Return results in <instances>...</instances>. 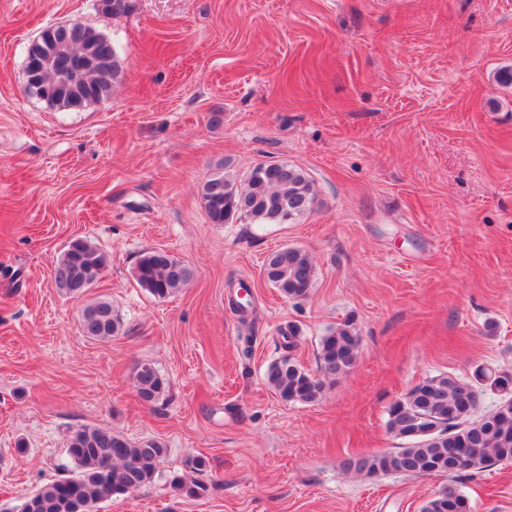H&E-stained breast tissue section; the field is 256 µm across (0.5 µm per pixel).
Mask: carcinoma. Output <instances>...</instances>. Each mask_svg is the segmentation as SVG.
<instances>
[{
    "instance_id": "1",
    "label": "carcinoma",
    "mask_w": 512,
    "mask_h": 512,
    "mask_svg": "<svg viewBox=\"0 0 512 512\" xmlns=\"http://www.w3.org/2000/svg\"><path fill=\"white\" fill-rule=\"evenodd\" d=\"M121 73L122 60L112 40L81 23L45 29L26 54L27 80L36 97L56 109L78 110L106 100ZM314 199L305 172L282 163L255 166L241 178L215 173L202 185L212 224L226 223L230 213L254 224H286L307 213ZM108 263L98 244L76 238L54 267L55 288L74 296L83 279L103 274ZM263 271L267 282L291 299L306 297L314 282L312 259L297 247L271 252ZM192 278L189 265L160 249L143 251L134 267L137 284L159 299L179 292ZM119 325L106 298L82 310L80 331L92 340L111 339ZM359 347L354 320L347 319L321 337L318 375L287 355L267 367L266 384L286 402L313 405L323 395L324 382L353 367ZM135 383L138 397L147 404L159 400L167 388L166 379L145 363L137 369ZM488 391L497 393L500 403L484 412L479 400ZM386 427L406 446L351 460L348 467L368 476L446 477L448 483L421 512H472L460 477L473 478L497 464L512 463V373L479 366L470 379L450 373L428 377L389 407ZM166 453L157 441L132 443L110 428L83 426L67 440L71 465L60 464V477L27 497L19 512H97L100 503L151 484Z\"/></svg>"
}]
</instances>
